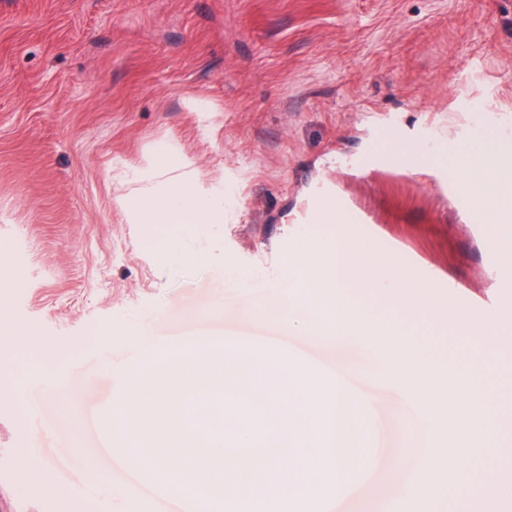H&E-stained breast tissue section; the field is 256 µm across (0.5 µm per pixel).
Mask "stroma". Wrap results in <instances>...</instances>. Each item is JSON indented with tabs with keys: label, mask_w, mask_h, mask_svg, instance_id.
<instances>
[{
	"label": "stroma",
	"mask_w": 512,
	"mask_h": 512,
	"mask_svg": "<svg viewBox=\"0 0 512 512\" xmlns=\"http://www.w3.org/2000/svg\"><path fill=\"white\" fill-rule=\"evenodd\" d=\"M489 132L512 142V0H0V329L34 338L0 404V512L44 503L13 465L18 443L54 472L63 451L97 447L86 411L119 383L86 357L125 346L131 322L159 336L272 340L331 367L364 360L352 343L332 349L256 319L280 298L226 275L287 276L303 242L328 234L316 199L339 201L414 284L429 271L495 298L500 270L447 167ZM396 145L444 162H393ZM159 146L224 195V221L191 239V263L156 248L157 230L129 223L121 205ZM419 350L462 386L499 387L493 411L512 410V350L485 355L445 323ZM349 382L381 439L376 470L339 512H376L402 394ZM96 463L126 512H166L131 494L126 462Z\"/></svg>",
	"instance_id": "stroma-1"
}]
</instances>
